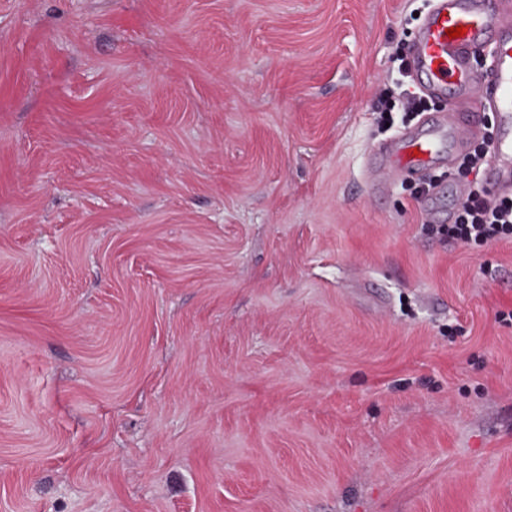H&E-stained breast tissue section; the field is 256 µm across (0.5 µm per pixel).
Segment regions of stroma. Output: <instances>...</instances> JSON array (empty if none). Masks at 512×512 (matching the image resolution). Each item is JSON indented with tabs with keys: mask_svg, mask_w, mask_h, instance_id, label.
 Here are the masks:
<instances>
[{
	"mask_svg": "<svg viewBox=\"0 0 512 512\" xmlns=\"http://www.w3.org/2000/svg\"><path fill=\"white\" fill-rule=\"evenodd\" d=\"M431 3L0 0V512H512L484 172L366 183Z\"/></svg>",
	"mask_w": 512,
	"mask_h": 512,
	"instance_id": "obj_1",
	"label": "stroma"
}]
</instances>
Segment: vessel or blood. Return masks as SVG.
I'll return each instance as SVG.
<instances>
[{
	"mask_svg": "<svg viewBox=\"0 0 512 512\" xmlns=\"http://www.w3.org/2000/svg\"><path fill=\"white\" fill-rule=\"evenodd\" d=\"M457 26L464 28V35L448 37V29ZM480 50L490 57L483 84L474 81L470 63ZM409 63L421 87L447 97L451 108L372 156L370 192L379 191V175L418 170L447 148L461 146L478 128L481 112L489 110L498 114L499 123L491 142L486 192L493 200L512 195V0H435Z\"/></svg>",
	"mask_w": 512,
	"mask_h": 512,
	"instance_id": "obj_1",
	"label": "vessel or blood"
}]
</instances>
